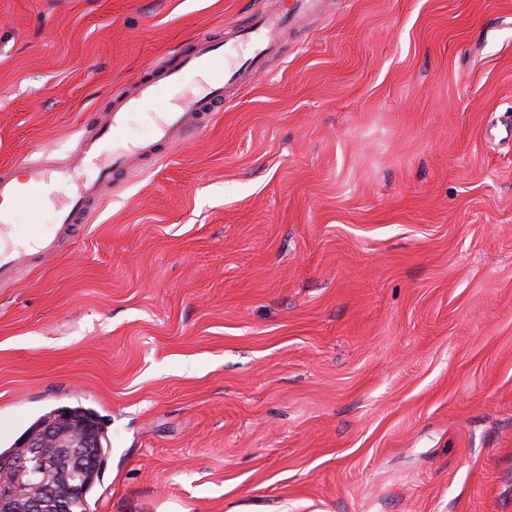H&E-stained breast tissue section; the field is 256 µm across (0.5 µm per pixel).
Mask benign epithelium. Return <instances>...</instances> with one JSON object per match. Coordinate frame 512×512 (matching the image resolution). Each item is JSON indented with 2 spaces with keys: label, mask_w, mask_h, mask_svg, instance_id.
Wrapping results in <instances>:
<instances>
[{
  "label": "benign epithelium",
  "mask_w": 512,
  "mask_h": 512,
  "mask_svg": "<svg viewBox=\"0 0 512 512\" xmlns=\"http://www.w3.org/2000/svg\"><path fill=\"white\" fill-rule=\"evenodd\" d=\"M95 437V428L80 421L74 413L62 410L51 427L42 436L25 435L19 439L20 447L27 449V466L19 469L10 455L0 456V512H16V492L32 481H37L53 468L46 448H69L70 465L84 476L81 481L68 479L60 471L56 475L60 486H45L44 498L30 504L29 512H70L72 502L86 499L87 486L98 472L89 441Z\"/></svg>",
  "instance_id": "benign-epithelium-1"
}]
</instances>
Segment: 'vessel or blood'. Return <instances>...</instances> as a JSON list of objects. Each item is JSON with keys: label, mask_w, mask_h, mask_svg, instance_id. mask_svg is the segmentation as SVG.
I'll return each instance as SVG.
<instances>
[{"label": "vessel or blood", "mask_w": 512, "mask_h": 512, "mask_svg": "<svg viewBox=\"0 0 512 512\" xmlns=\"http://www.w3.org/2000/svg\"><path fill=\"white\" fill-rule=\"evenodd\" d=\"M320 8L319 0H291L288 8L259 9L252 16L249 27L239 34L235 43L221 46L210 35L197 37L180 52L175 65L153 67L133 92L125 96L111 111L101 113L93 130L82 135L75 149L62 160L42 155L38 160L0 167V203L10 200L22 202L31 194L68 179L76 171H85V178L71 195L55 204L59 230L57 235L31 228L22 240H15L12 210L0 206V285L14 282L18 268L26 257L48 259L57 255L61 236L76 225L86 223L98 205L101 190L117 176L126 174L134 162H154L165 144L187 141L193 132L207 125L211 119L209 105L223 99L224 90L231 85H244L252 73L263 68L274 45V35L284 28H295L299 21ZM223 52L224 67L215 70L214 56ZM187 70L207 72L210 84L198 91H184L178 98H170L174 85ZM164 104L157 113V131L152 139L125 149L115 148L126 126V114L144 100Z\"/></svg>", "instance_id": "b4317fda"}]
</instances>
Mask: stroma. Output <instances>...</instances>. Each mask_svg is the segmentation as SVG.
Listing matches in <instances>:
<instances>
[{
  "label": "stroma",
  "instance_id": "obj_1",
  "mask_svg": "<svg viewBox=\"0 0 512 512\" xmlns=\"http://www.w3.org/2000/svg\"><path fill=\"white\" fill-rule=\"evenodd\" d=\"M261 0H0V166ZM0 286V450L94 409L89 512H512V0H330Z\"/></svg>",
  "mask_w": 512,
  "mask_h": 512
}]
</instances>
